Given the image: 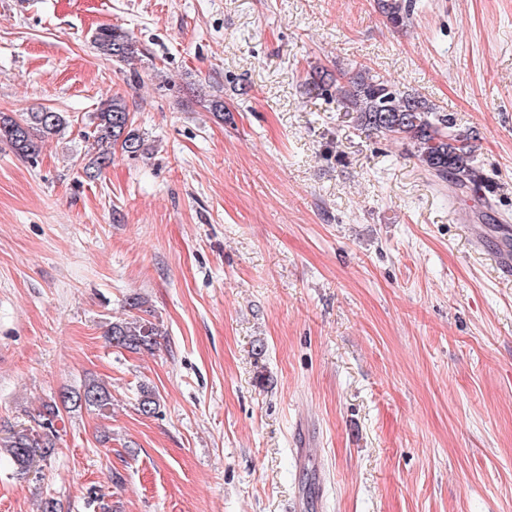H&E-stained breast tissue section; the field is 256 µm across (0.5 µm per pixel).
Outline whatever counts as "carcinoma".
Instances as JSON below:
<instances>
[{"instance_id":"cac0c4a2","label":"carcinoma","mask_w":512,"mask_h":512,"mask_svg":"<svg viewBox=\"0 0 512 512\" xmlns=\"http://www.w3.org/2000/svg\"><path fill=\"white\" fill-rule=\"evenodd\" d=\"M378 6L393 27L406 25L410 6L402 0H379ZM91 43L98 54L118 62L129 63L138 59L141 53L132 34L118 27L99 28ZM305 87L310 95L336 99L347 111L354 113V122L360 129L400 143L418 158L432 177L448 184L454 193L476 197L485 189L482 173L474 159L476 134L469 129H460L452 114L363 70L340 79L316 72L306 80ZM91 123L93 129L87 133V139L92 141V152L86 165L89 176H98L111 163L112 148L117 145L132 156L143 152V139L132 128L133 118L122 98L112 96L102 101L93 113ZM68 125L67 115L50 108L18 116L0 112V142L17 155L34 159L43 144ZM106 336L115 346L137 352L153 349L159 330L152 322L132 316L110 323ZM67 401L105 410L111 404V394L103 385L91 381L67 396ZM157 405L159 400L155 391L148 386L141 387L138 411L153 415ZM59 416L57 402H46L38 414V428L9 429L7 436L0 439V450L8 455L18 474H27L34 464L54 452V421Z\"/></svg>"}]
</instances>
